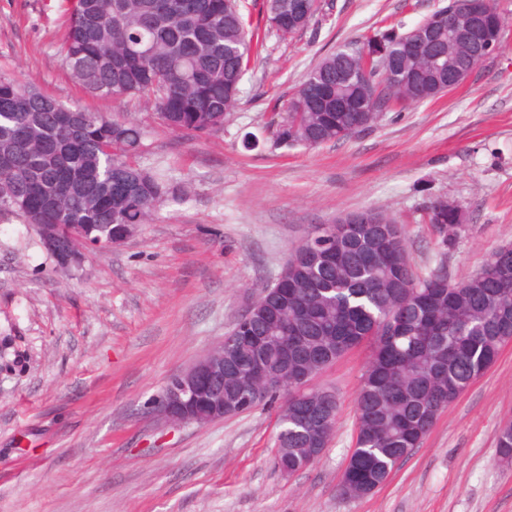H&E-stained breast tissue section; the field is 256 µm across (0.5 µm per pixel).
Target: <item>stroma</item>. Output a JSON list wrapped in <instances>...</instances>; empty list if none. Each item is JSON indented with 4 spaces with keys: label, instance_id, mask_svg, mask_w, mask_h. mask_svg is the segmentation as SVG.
I'll return each instance as SVG.
<instances>
[{
    "label": "stroma",
    "instance_id": "35a3bbf8",
    "mask_svg": "<svg viewBox=\"0 0 512 512\" xmlns=\"http://www.w3.org/2000/svg\"><path fill=\"white\" fill-rule=\"evenodd\" d=\"M71 0H0V74L69 107L145 132L137 164L177 190L121 245L55 268L36 230L0 216V512H512V466L498 433L512 420V342L445 409L371 494L339 496L368 361L353 349L319 375L339 409L313 466L275 465L277 411L204 427L159 420L172 376L220 343L319 224L359 210L403 224L419 264L474 275L512 246V0L501 49L453 91L383 112L371 128L316 148H277L270 122L325 55L376 30H409L448 0H322L318 21L281 39L261 6L262 43L217 135L164 127L152 102L88 93L60 56ZM259 147L242 146L246 134ZM466 212L452 247L425 222L434 201Z\"/></svg>",
    "mask_w": 512,
    "mask_h": 512
}]
</instances>
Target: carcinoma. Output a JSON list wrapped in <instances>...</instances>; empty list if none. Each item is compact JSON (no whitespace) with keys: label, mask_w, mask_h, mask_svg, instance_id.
I'll return each mask as SVG.
<instances>
[{"label":"carcinoma","mask_w":512,"mask_h":512,"mask_svg":"<svg viewBox=\"0 0 512 512\" xmlns=\"http://www.w3.org/2000/svg\"><path fill=\"white\" fill-rule=\"evenodd\" d=\"M294 0H263L270 28ZM247 0H71L61 59L89 93L129 103L154 102L161 120L191 138L224 130L258 34L245 18ZM321 0L286 29L305 31ZM411 31H378L364 51L339 50L310 69L273 121L278 147L315 148L373 126L384 105L420 103L448 91V73L481 63L474 43L433 33L434 47L399 57L400 72L366 70L401 52ZM442 54V68L430 59ZM143 131L124 119L66 107L31 84L0 76V215L56 224L68 247L73 229L92 243L148 223L170 194L169 183L137 167ZM429 224L445 247L463 222L461 205L438 200ZM325 242L304 241L289 254L285 279L224 337V402L243 388L252 407H278L276 464L299 472L331 439L338 405L322 410V388L299 398L336 359L363 344L369 359L356 397V446L339 489L372 492L418 447L438 415L496 359L512 339V247L462 283L444 263L418 270L404 229L381 213H350ZM277 374L256 385L254 365ZM500 461L512 463V422L498 437Z\"/></svg>","instance_id":"cac0c4a2"}]
</instances>
